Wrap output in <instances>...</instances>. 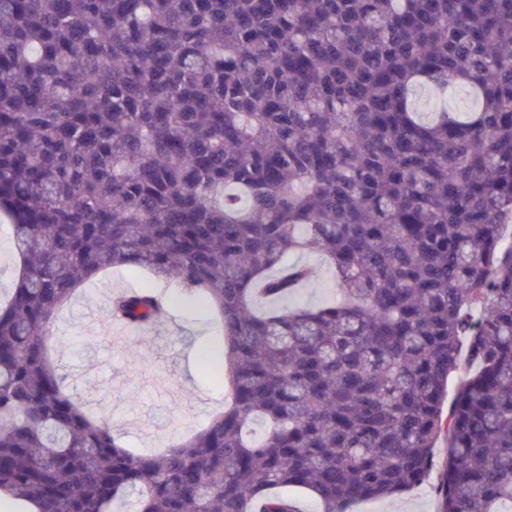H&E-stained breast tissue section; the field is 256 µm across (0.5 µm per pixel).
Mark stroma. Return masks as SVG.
Wrapping results in <instances>:
<instances>
[{"mask_svg":"<svg viewBox=\"0 0 512 512\" xmlns=\"http://www.w3.org/2000/svg\"><path fill=\"white\" fill-rule=\"evenodd\" d=\"M314 277L291 301L317 306L331 301L337 286L324 256L315 250L292 255ZM144 278L115 269L90 284L57 318L53 356L74 396L108 421L135 453L165 449L205 427L224 408L226 389L214 383L202 360L214 328L205 310L182 294L167 291L171 310L154 328L113 337L105 319L114 293L145 287ZM354 512H439V501L423 485L396 497L362 501Z\"/></svg>","mask_w":512,"mask_h":512,"instance_id":"obj_1","label":"stroma"}]
</instances>
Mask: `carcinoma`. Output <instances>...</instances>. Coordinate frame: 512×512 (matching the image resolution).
<instances>
[{"instance_id":"1","label":"carcinoma","mask_w":512,"mask_h":512,"mask_svg":"<svg viewBox=\"0 0 512 512\" xmlns=\"http://www.w3.org/2000/svg\"><path fill=\"white\" fill-rule=\"evenodd\" d=\"M468 91L419 115L414 91ZM0 493L39 512H321L425 484L512 512V0H0ZM328 259L342 298L288 256ZM212 311L229 403L135 454L66 388L57 315L113 267ZM462 373L450 404L448 378ZM10 221L0 215V299L11 292L14 284V267L17 261L11 241ZM289 262L307 264L314 269L311 282L289 298V304L317 306L332 300L337 290L336 280L330 265L320 252L306 250L292 255Z\"/></svg>"}]
</instances>
